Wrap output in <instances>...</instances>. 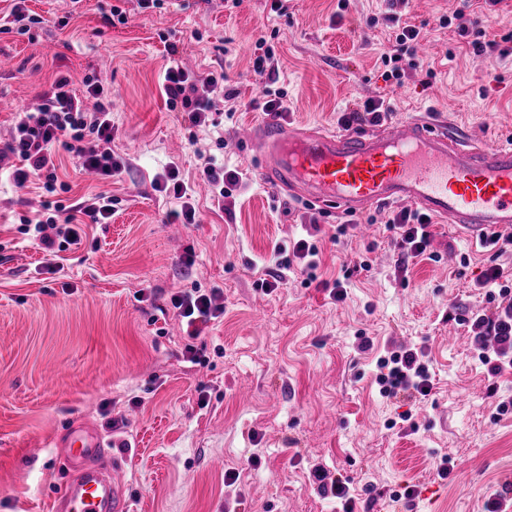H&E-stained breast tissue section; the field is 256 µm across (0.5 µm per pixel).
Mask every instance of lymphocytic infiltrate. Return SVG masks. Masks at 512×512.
Returning a JSON list of instances; mask_svg holds the SVG:
<instances>
[{"instance_id": "obj_1", "label": "lymphocytic infiltrate", "mask_w": 512, "mask_h": 512, "mask_svg": "<svg viewBox=\"0 0 512 512\" xmlns=\"http://www.w3.org/2000/svg\"><path fill=\"white\" fill-rule=\"evenodd\" d=\"M390 29L388 46L381 55L385 81L402 84L409 70L415 69V56L422 39L420 29L401 23L397 13L385 17ZM224 77L220 74H191L172 66L164 74L163 91L170 107H181L189 112L194 123H204L210 109L211 97L223 92ZM94 99V107H86L87 99ZM64 144L82 161L88 172L107 179L119 173L122 160L112 154V99L103 86L91 78H84L82 91H75L69 78L57 79L39 96L35 109L18 112L11 140L0 148V169L9 168L16 187H24L31 179L42 180L47 192H55L56 146ZM114 202L110 195L98 194L71 204L63 201L46 202L42 212L31 224L47 257L79 246L83 239L82 223L106 224L112 218ZM386 231L393 234L406 257L424 256L432 233L430 217L409 207L391 211L380 218ZM496 262L490 265L478 285L497 287L499 296L512 298V276L506 275L497 262L498 257L512 251V230L491 232L483 239ZM176 315L185 320L191 340L186 351L190 362H199L193 344L201 327L223 316V307L214 305L209 293L190 288L170 299ZM478 340L474 348L481 363L497 359L496 347L512 343V309L502 316H477ZM377 383L381 396L392 398L398 394L428 395L431 373L424 350L400 348L377 360Z\"/></svg>"}]
</instances>
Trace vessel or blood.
<instances>
[{
	"instance_id": "obj_1",
	"label": "vessel or blood",
	"mask_w": 512,
	"mask_h": 512,
	"mask_svg": "<svg viewBox=\"0 0 512 512\" xmlns=\"http://www.w3.org/2000/svg\"><path fill=\"white\" fill-rule=\"evenodd\" d=\"M242 138L255 149L269 186L311 202L355 216L405 202L473 241L512 228V145L466 142L424 121L366 133L264 123L243 130ZM60 446L64 477L52 512H129L104 434L73 420Z\"/></svg>"
}]
</instances>
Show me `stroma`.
<instances>
[{
	"mask_svg": "<svg viewBox=\"0 0 512 512\" xmlns=\"http://www.w3.org/2000/svg\"><path fill=\"white\" fill-rule=\"evenodd\" d=\"M114 2L29 0L40 23L23 34L0 30L9 62L0 70V145L17 112L35 108L58 75L92 76L113 92L112 151L126 162L104 181L58 150L70 197L107 192L118 204L110 223L86 226L54 274L20 222L41 211V182L19 189L0 176V512H50L61 483L53 440L75 417L111 437L131 512H339L313 484L316 466L349 480L355 512H487L489 496L512 486V414L497 416L486 395L495 383L512 397V368L492 377L473 357L472 319L497 307L473 285L488 253L437 221L428 257L400 269L383 226L363 235L362 215L337 236L341 214L268 186L237 132L266 118L251 106L266 84L252 54L272 33L284 121L336 132L342 114L381 97L392 122L420 118L511 144L512 53L474 55L439 19L464 10L497 41L512 31V0L491 13L482 0L393 7L423 34L418 68L399 87L379 69L387 0H349L342 12L338 0H290L284 16L270 0H162L145 10L126 0L127 22L111 24ZM174 64L223 74L234 103L214 96L205 124L193 125L165 103L163 75ZM208 161L237 173L232 196L216 194L203 173ZM171 166L190 189L197 223L177 224L180 200L154 187ZM310 234L319 262L308 285L300 263L280 271L274 248ZM361 259L368 269L354 270ZM277 272L273 292L256 288ZM337 279L347 289L338 303L322 288ZM194 286L214 292L224 315L191 341L168 309L173 293ZM452 333L458 345H449ZM360 336L371 350L358 349ZM190 341L200 363L184 356ZM420 343L431 360L429 395L381 397L377 358ZM444 456L454 467L443 481L436 465ZM231 469L239 479L228 487ZM407 485L416 499H394Z\"/></svg>",
	"mask_w": 512,
	"mask_h": 512,
	"instance_id": "35a3bbf8",
	"label": "stroma"
}]
</instances>
